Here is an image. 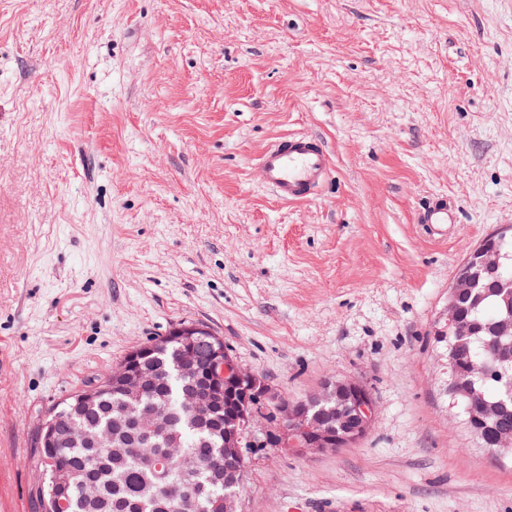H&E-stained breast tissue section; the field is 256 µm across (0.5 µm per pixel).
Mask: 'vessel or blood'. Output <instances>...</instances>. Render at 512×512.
Returning <instances> with one entry per match:
<instances>
[{
  "mask_svg": "<svg viewBox=\"0 0 512 512\" xmlns=\"http://www.w3.org/2000/svg\"><path fill=\"white\" fill-rule=\"evenodd\" d=\"M330 156L324 141L311 134H290L270 144L257 159L262 185L284 202H298L315 196L324 185ZM431 233H439L454 218L445 199L436 198L417 216Z\"/></svg>",
  "mask_w": 512,
  "mask_h": 512,
  "instance_id": "vessel-or-blood-1",
  "label": "vessel or blood"
}]
</instances>
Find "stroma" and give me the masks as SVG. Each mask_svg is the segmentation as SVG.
Segmentation results:
<instances>
[{
  "label": "stroma",
  "instance_id": "1",
  "mask_svg": "<svg viewBox=\"0 0 512 512\" xmlns=\"http://www.w3.org/2000/svg\"><path fill=\"white\" fill-rule=\"evenodd\" d=\"M293 133L333 172L288 204L255 161ZM503 224L512 0H0V512H41V416L181 322L376 400L354 445L252 457L242 512H512L432 338ZM454 221L453 216L448 213V202L443 198L430 201L417 216L418 224H424L433 236L442 235L439 231L446 229L447 224H453Z\"/></svg>",
  "mask_w": 512,
  "mask_h": 512
}]
</instances>
